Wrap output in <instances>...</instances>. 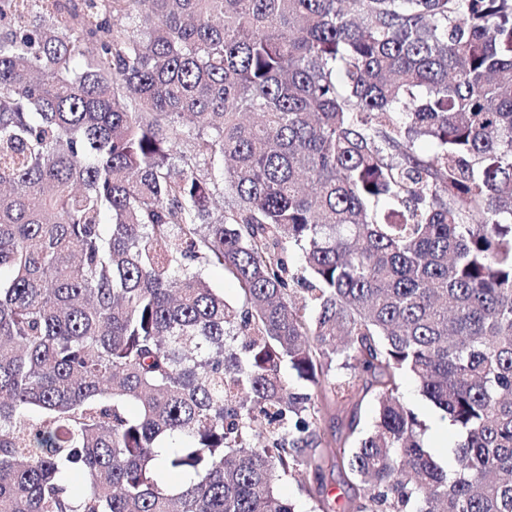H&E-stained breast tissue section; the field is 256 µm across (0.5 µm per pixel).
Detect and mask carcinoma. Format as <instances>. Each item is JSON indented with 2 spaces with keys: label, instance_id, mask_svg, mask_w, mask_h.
Masks as SVG:
<instances>
[{
  "label": "carcinoma",
  "instance_id": "1",
  "mask_svg": "<svg viewBox=\"0 0 512 512\" xmlns=\"http://www.w3.org/2000/svg\"><path fill=\"white\" fill-rule=\"evenodd\" d=\"M329 393L349 512H512V0H0V512H331ZM400 393L405 404L413 409L426 424V431L422 437L424 446L440 465L447 469L453 456L451 448L455 446V443L459 439V432L451 427L447 420L442 430H448V438H441L432 432L435 424L443 422L445 417L420 394L416 384L412 380H404ZM354 400L344 401L342 404L336 405L332 401L328 404L327 409L323 412L321 428L332 440V448H317V452H321L324 456V481L329 491V496L335 498V512L343 511L348 500L356 493V487L345 473L333 466L331 449L336 448L334 439L344 438L346 425L350 420L354 410ZM335 434V437H331ZM335 447V448H334ZM299 480V476L295 478H283L278 482V491L283 497L289 498L295 504L298 512H313L314 503L304 491L300 489Z\"/></svg>",
  "mask_w": 512,
  "mask_h": 512
}]
</instances>
